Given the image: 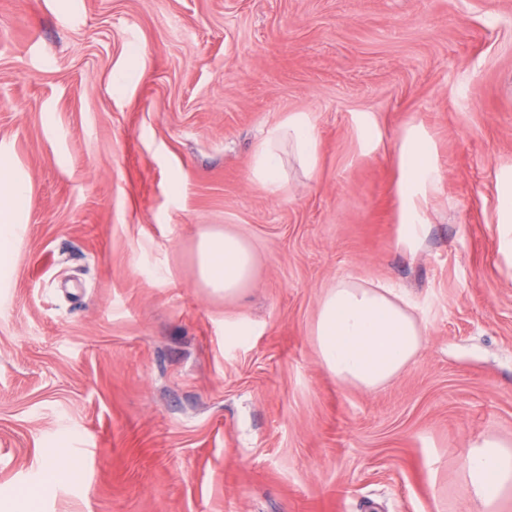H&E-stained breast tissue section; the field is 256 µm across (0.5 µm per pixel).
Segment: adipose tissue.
<instances>
[{"instance_id": "obj_1", "label": "adipose tissue", "mask_w": 512, "mask_h": 512, "mask_svg": "<svg viewBox=\"0 0 512 512\" xmlns=\"http://www.w3.org/2000/svg\"><path fill=\"white\" fill-rule=\"evenodd\" d=\"M291 149L307 174H314L318 140L310 117L294 113L268 130L254 158V174L270 193L284 188L282 152ZM399 185L404 204L401 242L414 249L426 225L422 203L434 191L440 172L429 140L408 133L399 148ZM29 198L24 182L0 167V258L22 233L16 221ZM253 256L243 240L227 232L200 235L197 275L213 292L236 295L249 279ZM408 294L389 282L366 286L350 276L337 279L322 297L312 330L318 358L337 383L378 389L415 360L423 345V327ZM463 490L473 512H505L512 507V448L486 438L467 450Z\"/></svg>"}]
</instances>
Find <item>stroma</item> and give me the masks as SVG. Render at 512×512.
<instances>
[{
    "instance_id": "obj_1",
    "label": "stroma",
    "mask_w": 512,
    "mask_h": 512,
    "mask_svg": "<svg viewBox=\"0 0 512 512\" xmlns=\"http://www.w3.org/2000/svg\"><path fill=\"white\" fill-rule=\"evenodd\" d=\"M293 112L318 164L272 194L254 154ZM412 128L441 174L413 254ZM0 163L31 191L0 269V512H467V448L512 445V0H0ZM224 229L255 254L231 299L197 276ZM348 274L424 327L374 391L311 334ZM497 224L503 246L512 249V173L501 175L498 187Z\"/></svg>"
}]
</instances>
